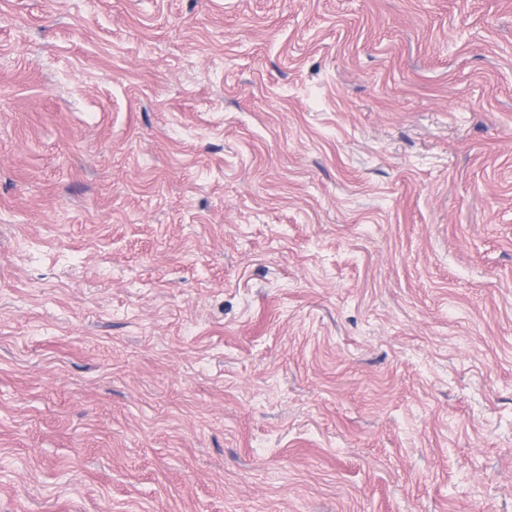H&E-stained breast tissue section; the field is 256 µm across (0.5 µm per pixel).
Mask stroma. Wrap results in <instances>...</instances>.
Masks as SVG:
<instances>
[{"instance_id": "1", "label": "stroma", "mask_w": 512, "mask_h": 512, "mask_svg": "<svg viewBox=\"0 0 512 512\" xmlns=\"http://www.w3.org/2000/svg\"><path fill=\"white\" fill-rule=\"evenodd\" d=\"M0 512H512V0H0Z\"/></svg>"}]
</instances>
